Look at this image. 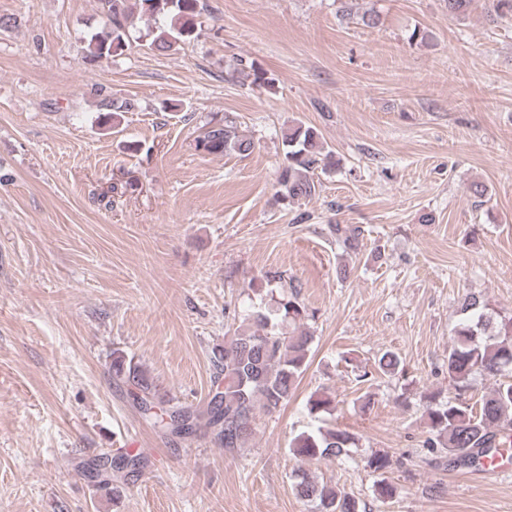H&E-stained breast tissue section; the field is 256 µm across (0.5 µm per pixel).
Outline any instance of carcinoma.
<instances>
[{
    "label": "carcinoma",
    "mask_w": 512,
    "mask_h": 512,
    "mask_svg": "<svg viewBox=\"0 0 512 512\" xmlns=\"http://www.w3.org/2000/svg\"><path fill=\"white\" fill-rule=\"evenodd\" d=\"M97 2L107 31L90 34L85 55L89 63L109 59L128 47L129 27L136 11L151 17L162 16L163 23L145 33L149 48L159 53L198 37L200 0H161L159 10L149 6L150 0ZM134 108L130 101L119 103L103 94L98 102V121L107 125L118 119L119 113ZM282 142L286 152L277 180L278 197L294 201L314 196L318 183L310 171L319 163H328L330 158V154L322 153L318 132L297 123L283 132ZM196 148L209 154L247 155L254 143L240 135L235 120L227 115L224 122L205 129ZM334 231L336 241L344 249L359 250L360 228L336 224ZM275 314L290 323L308 316L307 309L294 296L279 299ZM460 314L447 358L448 377L456 394L446 402H426L427 437L423 447L431 454L450 456L456 466H471L481 456L502 448L512 432V381L497 384L477 410L466 399L474 376L496 378L512 373V314L487 311L484 301L475 294L464 298ZM270 322V314L257 308L232 333L224 334V345L212 351L217 370L212 397L201 407H159L161 400L149 370L121 349L112 351V374L128 387L144 417L166 432L186 436L204 431L226 450L243 448L254 434L257 416L270 414L288 402L298 378L309 365L312 336L305 331L278 335L269 328ZM399 366L398 356L391 352L383 353L377 360V368L383 374H394ZM306 406L314 415H330L335 410L334 399L320 391L309 396ZM355 447L356 438L333 425L301 432L289 443L294 456L308 462L326 458L346 461L353 458ZM125 461L127 464L117 463L110 471L95 470L98 488L112 491V472L145 466V460L138 455ZM366 466L382 476L391 460L386 454L373 453ZM294 479L299 498L314 503L317 512H358L354 500L331 485L312 480L306 470L295 471Z\"/></svg>",
    "instance_id": "obj_1"
}]
</instances>
